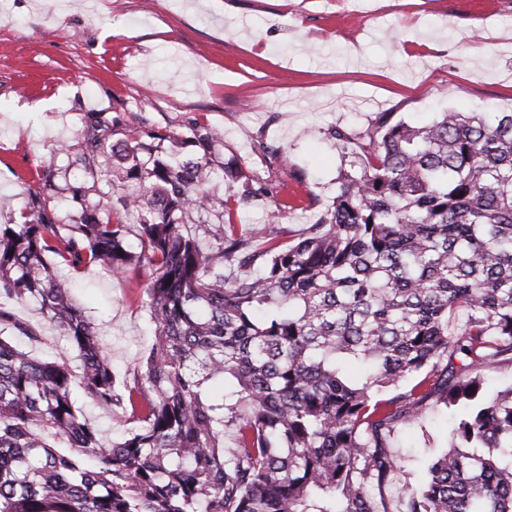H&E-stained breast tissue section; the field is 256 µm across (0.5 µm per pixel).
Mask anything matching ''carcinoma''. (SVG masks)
<instances>
[{"label":"carcinoma","mask_w":512,"mask_h":512,"mask_svg":"<svg viewBox=\"0 0 512 512\" xmlns=\"http://www.w3.org/2000/svg\"><path fill=\"white\" fill-rule=\"evenodd\" d=\"M122 122L125 139L92 134L76 157L111 206L74 189L81 223L56 224L36 195L0 225V512H393L389 439L429 401L448 448L405 480L401 512H512V386L489 393L479 374L512 356V112L333 130L349 168L289 239L208 193L217 132L195 125L186 155ZM54 259L146 267L155 336L123 381ZM25 302L62 350L11 340L40 339L13 311ZM71 354L88 401L129 411L121 440L76 407Z\"/></svg>","instance_id":"carcinoma-1"}]
</instances>
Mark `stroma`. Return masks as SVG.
Masks as SVG:
<instances>
[{"label":"stroma","instance_id":"1","mask_svg":"<svg viewBox=\"0 0 512 512\" xmlns=\"http://www.w3.org/2000/svg\"><path fill=\"white\" fill-rule=\"evenodd\" d=\"M448 110L512 112V0H0V224L36 194L59 224L79 219L70 187L110 199L74 162L93 112L183 139L195 122L216 129L212 193L235 199L236 222L294 235L332 206L345 166L333 129ZM49 156L48 187L36 169ZM58 272L113 372L135 370L154 332L139 270ZM447 442L431 407L396 425L391 450L418 476Z\"/></svg>","mask_w":512,"mask_h":512}]
</instances>
